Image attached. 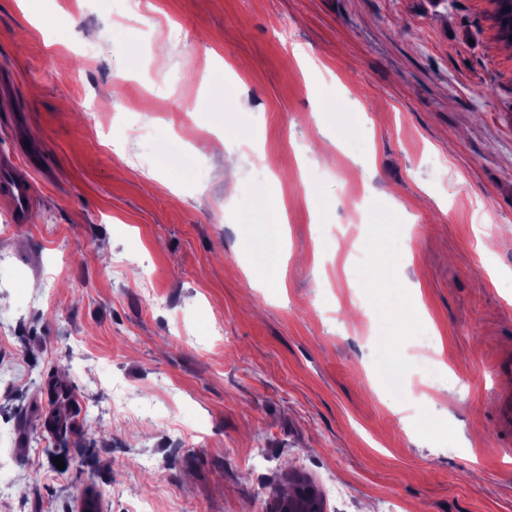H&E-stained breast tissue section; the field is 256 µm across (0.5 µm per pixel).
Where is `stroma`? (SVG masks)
I'll list each match as a JSON object with an SVG mask.
<instances>
[{
  "label": "stroma",
  "instance_id": "obj_1",
  "mask_svg": "<svg viewBox=\"0 0 512 512\" xmlns=\"http://www.w3.org/2000/svg\"><path fill=\"white\" fill-rule=\"evenodd\" d=\"M123 5L0 0V163L34 188L21 224L0 197V512H267L295 473L326 512H512L489 0Z\"/></svg>",
  "mask_w": 512,
  "mask_h": 512
}]
</instances>
